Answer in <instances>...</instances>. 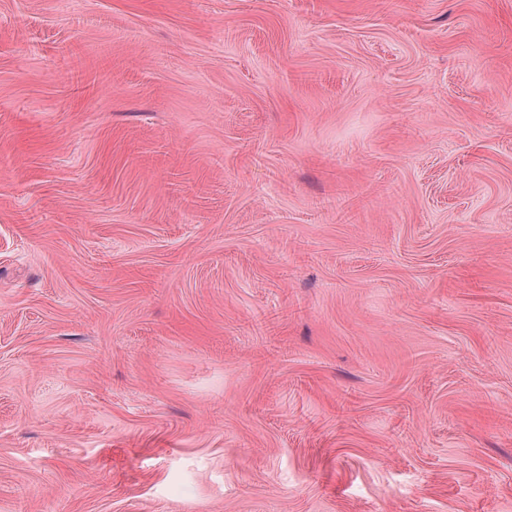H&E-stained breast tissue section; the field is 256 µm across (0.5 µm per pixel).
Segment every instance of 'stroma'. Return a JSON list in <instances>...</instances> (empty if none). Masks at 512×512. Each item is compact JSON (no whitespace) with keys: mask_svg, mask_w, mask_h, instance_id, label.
<instances>
[{"mask_svg":"<svg viewBox=\"0 0 512 512\" xmlns=\"http://www.w3.org/2000/svg\"><path fill=\"white\" fill-rule=\"evenodd\" d=\"M0 512H512V0H0Z\"/></svg>","mask_w":512,"mask_h":512,"instance_id":"obj_1","label":"stroma"}]
</instances>
